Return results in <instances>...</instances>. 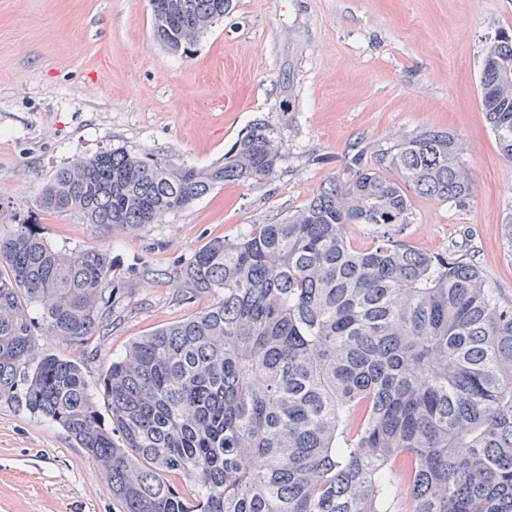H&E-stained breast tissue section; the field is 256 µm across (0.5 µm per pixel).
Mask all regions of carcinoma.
Wrapping results in <instances>:
<instances>
[{
	"label": "carcinoma",
	"mask_w": 512,
	"mask_h": 512,
	"mask_svg": "<svg viewBox=\"0 0 512 512\" xmlns=\"http://www.w3.org/2000/svg\"><path fill=\"white\" fill-rule=\"evenodd\" d=\"M168 2L153 35L185 54L217 0ZM479 90L512 159L511 29L486 42ZM280 140L255 119L207 168L101 151L57 169L39 207L134 233L218 185L270 180ZM364 153L296 213L175 269L184 299L213 302L112 360L109 426L79 363L37 336L80 345L103 326L120 293L110 254L57 248L25 220L0 227V402L63 429L122 512H391L398 476L413 512H512V299L467 255L394 239L410 194L471 198L461 144L422 129ZM349 224L378 243L353 247Z\"/></svg>",
	"instance_id": "1"
}]
</instances>
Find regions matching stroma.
<instances>
[{
  "label": "stroma",
  "instance_id": "stroma-1",
  "mask_svg": "<svg viewBox=\"0 0 512 512\" xmlns=\"http://www.w3.org/2000/svg\"><path fill=\"white\" fill-rule=\"evenodd\" d=\"M512 29V0H232L189 53L151 30L149 0H0V225L28 220L60 248L110 251L124 296L82 345L39 330L40 351L78 361L92 389L136 338L210 303L181 297L174 268L217 237L276 224L332 178L354 143L424 128L461 142L473 195L457 207L413 196L399 240L468 250L512 298V159L481 109L488 36ZM282 138L271 180L213 189L132 235L41 211L64 164L120 148L206 167L255 118ZM0 512H119L107 481L66 433L0 402Z\"/></svg>",
  "mask_w": 512,
  "mask_h": 512
}]
</instances>
